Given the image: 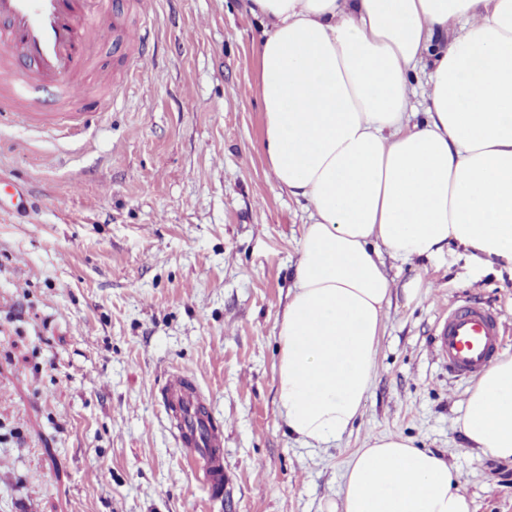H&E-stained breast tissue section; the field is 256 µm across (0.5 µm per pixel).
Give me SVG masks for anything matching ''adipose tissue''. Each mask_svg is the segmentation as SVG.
Listing matches in <instances>:
<instances>
[{
	"mask_svg": "<svg viewBox=\"0 0 512 512\" xmlns=\"http://www.w3.org/2000/svg\"><path fill=\"white\" fill-rule=\"evenodd\" d=\"M258 19L263 149L305 204L277 321L279 415L313 447L362 414L392 288L385 257L449 246L512 266V0H248ZM424 66L428 93L408 91ZM470 447L512 462V356L469 390ZM341 512H473L447 460L371 438Z\"/></svg>",
	"mask_w": 512,
	"mask_h": 512,
	"instance_id": "obj_1",
	"label": "adipose tissue"
}]
</instances>
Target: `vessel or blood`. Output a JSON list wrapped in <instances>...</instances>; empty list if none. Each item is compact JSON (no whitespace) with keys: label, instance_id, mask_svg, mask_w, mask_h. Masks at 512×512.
I'll return each instance as SVG.
<instances>
[{"label":"vessel or blood","instance_id":"b4317fda","mask_svg":"<svg viewBox=\"0 0 512 512\" xmlns=\"http://www.w3.org/2000/svg\"><path fill=\"white\" fill-rule=\"evenodd\" d=\"M146 24L128 27L111 0H0V118L32 128L84 133L108 110L102 98L97 111L72 112L65 102L87 94L76 79L87 63L93 41L124 34L145 47L153 18V0H141ZM504 322L493 308L465 303L452 308L436 341L439 356L455 378H472L494 358ZM177 429L178 446L194 461L209 489L224 482V431L211 423L201 392L184 373L171 372L161 392Z\"/></svg>","mask_w":512,"mask_h":512}]
</instances>
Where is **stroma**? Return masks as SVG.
<instances>
[{
    "mask_svg": "<svg viewBox=\"0 0 512 512\" xmlns=\"http://www.w3.org/2000/svg\"><path fill=\"white\" fill-rule=\"evenodd\" d=\"M148 69L89 136L0 122V178L38 206L0 214V512H332L372 437L441 453L475 512H512V463L469 447L468 379L434 350L448 311L492 305L512 356V268L454 247L386 258L393 293L362 416L327 448L279 416L275 336L307 214L261 148L245 0H156ZM137 53L96 51L120 81ZM421 281L427 295L402 289ZM57 358L60 370L49 367ZM195 376L224 429V485L202 483L163 407L169 372Z\"/></svg>",
    "mask_w": 512,
    "mask_h": 512,
    "instance_id": "stroma-1",
    "label": "stroma"
}]
</instances>
